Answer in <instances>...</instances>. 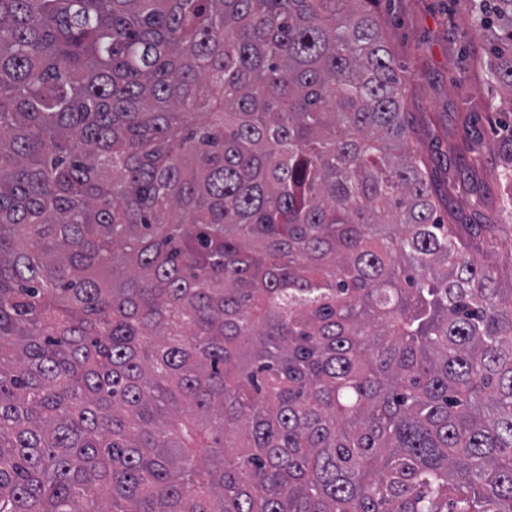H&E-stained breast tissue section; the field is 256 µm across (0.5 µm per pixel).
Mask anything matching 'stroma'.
Segmentation results:
<instances>
[{
	"label": "stroma",
	"instance_id": "stroma-1",
	"mask_svg": "<svg viewBox=\"0 0 512 512\" xmlns=\"http://www.w3.org/2000/svg\"><path fill=\"white\" fill-rule=\"evenodd\" d=\"M388 45L407 81L405 111L423 126L420 150L449 212L479 223L512 212L498 181L501 144L512 139V110L486 69L485 39L471 24V0H381ZM480 163L483 192L472 190Z\"/></svg>",
	"mask_w": 512,
	"mask_h": 512
}]
</instances>
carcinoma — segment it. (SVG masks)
Wrapping results in <instances>:
<instances>
[{
  "label": "carcinoma",
  "instance_id": "cac0c4a2",
  "mask_svg": "<svg viewBox=\"0 0 512 512\" xmlns=\"http://www.w3.org/2000/svg\"><path fill=\"white\" fill-rule=\"evenodd\" d=\"M376 2L0 0V512H512L499 225Z\"/></svg>",
  "mask_w": 512,
  "mask_h": 512
}]
</instances>
